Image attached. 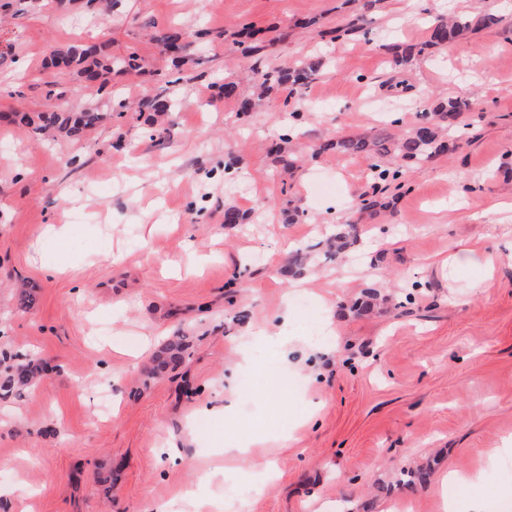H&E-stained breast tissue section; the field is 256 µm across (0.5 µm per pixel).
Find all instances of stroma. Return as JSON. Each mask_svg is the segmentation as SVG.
<instances>
[{
	"label": "stroma",
	"mask_w": 512,
	"mask_h": 512,
	"mask_svg": "<svg viewBox=\"0 0 512 512\" xmlns=\"http://www.w3.org/2000/svg\"><path fill=\"white\" fill-rule=\"evenodd\" d=\"M489 5L497 27L393 63L390 45ZM245 25L259 59L235 44ZM170 28L209 33L177 68L154 39ZM78 41L147 67L107 75L126 111L81 136L0 122L13 146L0 154V349L50 366L38 388L0 399V512L24 500L35 512H443L447 497L458 512H512V210L490 209L512 203V0H0V113L100 107L95 85L50 65ZM314 56L327 63L308 85L259 95L255 63ZM174 73L158 126L140 105ZM450 96L471 104L472 142L409 169L386 210L355 207L372 191L368 158L329 150L291 170L271 151L288 100L309 147L382 129L385 115L411 125ZM229 207L248 223H225ZM347 221L358 242L342 261L288 271L291 253L321 252ZM50 224L69 230L49 237ZM480 250L504 260L487 270ZM367 288L385 303L354 311ZM283 304L288 341L251 343ZM159 332L189 336L190 355L149 379L132 353ZM257 348L268 369L241 364ZM431 458L424 486L399 485ZM265 462L275 480L261 479ZM450 471L468 480L448 494Z\"/></svg>",
	"instance_id": "1"
}]
</instances>
